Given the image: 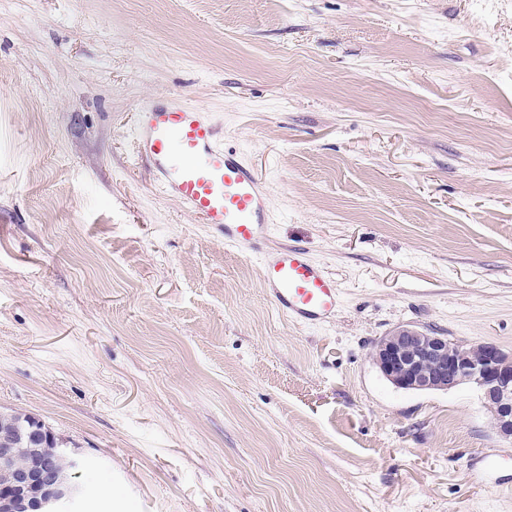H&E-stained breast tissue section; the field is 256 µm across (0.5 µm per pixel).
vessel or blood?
I'll return each mask as SVG.
<instances>
[{"label": "vessel or blood", "instance_id": "vessel-or-blood-1", "mask_svg": "<svg viewBox=\"0 0 512 512\" xmlns=\"http://www.w3.org/2000/svg\"><path fill=\"white\" fill-rule=\"evenodd\" d=\"M133 134L139 156L153 170L155 186L217 229L225 246L254 257L267 295L279 310L307 325L335 315L336 281L303 249H262L261 241L270 233L264 184L236 150L224 146L212 118L175 97L150 101L139 107Z\"/></svg>", "mask_w": 512, "mask_h": 512}]
</instances>
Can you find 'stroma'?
Here are the masks:
<instances>
[{"label":"stroma","instance_id":"obj_1","mask_svg":"<svg viewBox=\"0 0 512 512\" xmlns=\"http://www.w3.org/2000/svg\"><path fill=\"white\" fill-rule=\"evenodd\" d=\"M171 95L333 321L156 191L133 114ZM407 324L512 352V0H0V410L76 457L75 512H512L477 389L374 366Z\"/></svg>","mask_w":512,"mask_h":512}]
</instances>
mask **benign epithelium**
Instances as JSON below:
<instances>
[{
    "instance_id": "1",
    "label": "benign epithelium",
    "mask_w": 512,
    "mask_h": 512,
    "mask_svg": "<svg viewBox=\"0 0 512 512\" xmlns=\"http://www.w3.org/2000/svg\"><path fill=\"white\" fill-rule=\"evenodd\" d=\"M373 363L394 386L426 392L462 384L476 386L494 414L496 433L512 439V352L493 342L468 344L438 331L400 325L375 344ZM23 438L34 456L25 466L13 464L12 441L0 442V512H61L79 495V485L57 477L59 464L77 461L40 419L28 416Z\"/></svg>"
}]
</instances>
